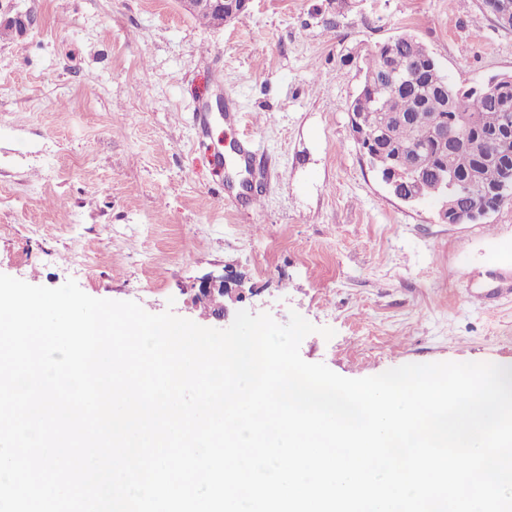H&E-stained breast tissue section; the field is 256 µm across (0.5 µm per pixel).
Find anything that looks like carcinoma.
Returning <instances> with one entry per match:
<instances>
[{"instance_id": "carcinoma-1", "label": "carcinoma", "mask_w": 512, "mask_h": 512, "mask_svg": "<svg viewBox=\"0 0 512 512\" xmlns=\"http://www.w3.org/2000/svg\"><path fill=\"white\" fill-rule=\"evenodd\" d=\"M363 82L352 102L365 131L379 135L388 129L393 152H416L431 174L453 171L460 179H476L495 190L512 181V136H499L505 113H512V83L497 87L496 96L483 90H462L440 73L420 43L399 36L366 61ZM466 118L469 126H456L466 140L446 151L434 135L433 121L449 126L453 118Z\"/></svg>"}]
</instances>
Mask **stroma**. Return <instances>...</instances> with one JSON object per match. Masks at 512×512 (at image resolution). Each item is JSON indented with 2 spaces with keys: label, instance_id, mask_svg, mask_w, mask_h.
I'll return each instance as SVG.
<instances>
[{
  "label": "stroma",
  "instance_id": "35a3bbf8",
  "mask_svg": "<svg viewBox=\"0 0 512 512\" xmlns=\"http://www.w3.org/2000/svg\"><path fill=\"white\" fill-rule=\"evenodd\" d=\"M0 274L224 329L238 311L315 326L301 357L346 378L409 363L512 365V202L440 222L370 168L348 114L372 52L414 36L449 81L512 74L483 0H252L222 26L179 0H0ZM223 93L240 117L205 104ZM209 116L199 135L201 114ZM250 164L231 156L242 137ZM87 250L90 271L75 274ZM236 276L224 315L198 298ZM335 331L324 339L320 328Z\"/></svg>",
  "mask_w": 512,
  "mask_h": 512
}]
</instances>
